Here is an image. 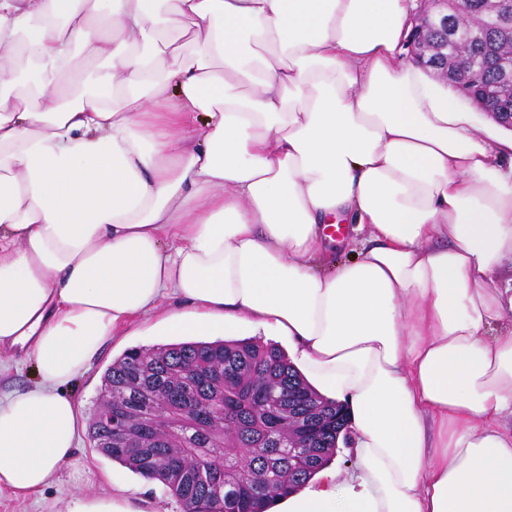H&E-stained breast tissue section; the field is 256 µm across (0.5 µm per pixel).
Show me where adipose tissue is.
<instances>
[{
  "label": "adipose tissue",
  "instance_id": "1",
  "mask_svg": "<svg viewBox=\"0 0 512 512\" xmlns=\"http://www.w3.org/2000/svg\"><path fill=\"white\" fill-rule=\"evenodd\" d=\"M159 2L0 0V348L34 370L0 394V490L73 460L72 383L157 315L282 337L347 408L352 463L281 512H512V130L403 59L409 0ZM163 25L199 50L160 75ZM79 46L105 66L70 100Z\"/></svg>",
  "mask_w": 512,
  "mask_h": 512
}]
</instances>
